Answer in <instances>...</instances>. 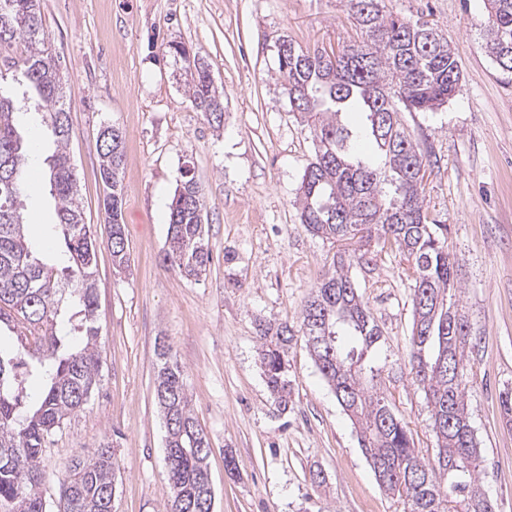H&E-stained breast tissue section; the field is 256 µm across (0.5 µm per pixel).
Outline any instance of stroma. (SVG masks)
Masks as SVG:
<instances>
[{
  "label": "stroma",
  "mask_w": 512,
  "mask_h": 512,
  "mask_svg": "<svg viewBox=\"0 0 512 512\" xmlns=\"http://www.w3.org/2000/svg\"><path fill=\"white\" fill-rule=\"evenodd\" d=\"M449 40L462 81L447 106L407 112L426 158L431 219L448 227L455 300L468 321L474 364L465 401L483 456L480 482L497 512H512V82L483 47L484 0H391ZM48 46L62 59L69 151L78 199L97 245L96 319L102 363L84 408L48 439L43 497L59 505L67 462L112 443L116 512H165L166 428L154 392L166 342L181 365L204 430L216 512H405L379 485L358 433L316 368L303 336L288 352L291 398L279 407L257 359V325L300 326L305 302L350 255L349 274L381 331L380 386L409 426L421 458L436 453L431 407L408 365L414 281L377 238L333 242L298 218V187L314 145L290 111L277 45L340 50L361 34L345 0H40ZM191 47L224 96V126L197 112L166 46ZM125 134L122 222L129 262L116 270L102 207L98 136ZM205 193L210 269L185 279L163 262L168 205L184 167ZM33 245L54 235L47 168L26 200ZM233 454L235 471L225 466ZM324 483H315L313 471Z\"/></svg>",
  "instance_id": "obj_1"
}]
</instances>
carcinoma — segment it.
I'll list each match as a JSON object with an SVG mask.
<instances>
[{
    "label": "carcinoma",
    "mask_w": 512,
    "mask_h": 512,
    "mask_svg": "<svg viewBox=\"0 0 512 512\" xmlns=\"http://www.w3.org/2000/svg\"><path fill=\"white\" fill-rule=\"evenodd\" d=\"M361 41L339 52L309 50L282 39L279 79L290 111L307 124L314 142L298 189L300 223L329 240L378 235L408 262L414 281L411 370L431 407L436 453L424 460L406 423L374 384L379 370L365 365L380 330L348 274L346 255L312 289L300 330L322 377L358 428L359 442L380 485L403 498L407 512H496L479 484L481 452L465 404L473 367L465 316L452 301L456 265L445 246L448 226L428 221L421 192L424 155L401 112L434 111L461 82L455 54L438 29L399 18L386 0H346ZM484 48L502 75L512 78V0H486ZM47 41L39 0H0V325L18 341L0 352V512H49L40 494L45 442L87 404L100 368L96 326V242L77 201L75 168L67 153L70 107L57 58ZM175 63L192 75L189 99L208 123H221L224 102L210 71L181 43L169 45ZM21 70L41 101L40 126L55 151L46 158L65 250L49 265L28 246L21 197L31 147L17 129L16 107L3 83ZM365 116L375 163L354 153V132L342 112ZM103 208L111 224L112 264L127 265L120 171L124 133L100 132ZM165 261L199 280L212 260L205 242V205L192 168L169 205ZM288 323L259 325V362L270 393L288 405ZM155 397L166 427L165 462L171 479L167 512H214L206 459L210 448L190 405L184 372L166 344ZM40 380L37 401L26 392ZM117 459L108 442L75 455L66 467L59 512H114Z\"/></svg>",
    "instance_id": "obj_1"
}]
</instances>
